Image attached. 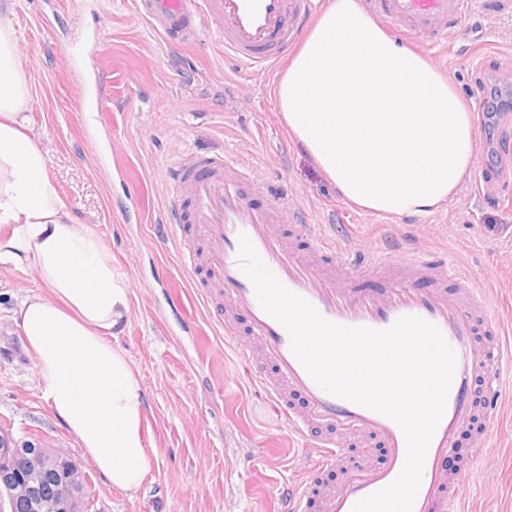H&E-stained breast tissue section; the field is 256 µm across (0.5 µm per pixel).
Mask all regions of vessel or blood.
Listing matches in <instances>:
<instances>
[{"instance_id":"obj_1","label":"vessel or blood","mask_w":512,"mask_h":512,"mask_svg":"<svg viewBox=\"0 0 512 512\" xmlns=\"http://www.w3.org/2000/svg\"><path fill=\"white\" fill-rule=\"evenodd\" d=\"M469 0H364L367 12L391 25L416 45L447 36L460 22ZM137 9L169 40L194 37L195 25L217 18L224 32V50L266 71L288 55L311 19V0H138ZM247 164L237 157H198L175 166L170 177L176 188L166 217L176 224L196 225L207 250L208 281L195 288L205 305L213 289H221L224 310L215 320L228 336L246 332L250 341L235 345L245 363L260 346L266 370L252 378L285 418L289 434L311 441L316 467L334 464L340 454L336 435L365 434L384 448L382 461L353 463L342 483L329 490L322 512H352L360 499L386 487L401 472L406 442L399 425L389 417L324 391L292 352L286 329L260 306L254 286L238 257L239 237L247 235L258 255L292 292L309 301L327 320L347 327L383 330L399 318L415 316L435 326L452 347L455 371L445 413L429 445L422 482L413 512H462L459 486L451 484L446 463L457 449V436L475 417L478 403L495 408L496 380L486 374L488 361L512 362V346L501 341L500 325L473 287L449 292L458 273L427 251L376 252L346 246L337 261L335 241L314 236L312 246L321 266L292 251L279 234L281 224H300L299 209L287 201L268 205L251 202L246 191ZM382 277L381 286L364 289L362 276ZM426 287H419V280ZM495 338L482 345L480 336ZM302 406H292V397ZM309 478L301 477L281 489L284 512H311Z\"/></svg>"}]
</instances>
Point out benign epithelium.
<instances>
[{
    "instance_id": "obj_1",
    "label": "benign epithelium",
    "mask_w": 512,
    "mask_h": 512,
    "mask_svg": "<svg viewBox=\"0 0 512 512\" xmlns=\"http://www.w3.org/2000/svg\"><path fill=\"white\" fill-rule=\"evenodd\" d=\"M0 455L10 459L11 476H0V512H81L84 490L76 469H60L62 448H44L0 429Z\"/></svg>"
}]
</instances>
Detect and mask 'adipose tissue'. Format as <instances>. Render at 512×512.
Instances as JSON below:
<instances>
[{"instance_id": "ef3b65f1", "label": "adipose tissue", "mask_w": 512, "mask_h": 512, "mask_svg": "<svg viewBox=\"0 0 512 512\" xmlns=\"http://www.w3.org/2000/svg\"><path fill=\"white\" fill-rule=\"evenodd\" d=\"M10 10L0 0V262L34 266L42 286L13 320L54 414L113 487L134 492L150 466L146 394L112 344L129 323L130 286L53 184ZM276 97L299 147L363 209L433 212L474 167L473 112L359 0H331L289 59Z\"/></svg>"}]
</instances>
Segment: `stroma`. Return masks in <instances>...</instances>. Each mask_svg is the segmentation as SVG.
Masks as SVG:
<instances>
[{"label": "stroma", "mask_w": 512, "mask_h": 512, "mask_svg": "<svg viewBox=\"0 0 512 512\" xmlns=\"http://www.w3.org/2000/svg\"><path fill=\"white\" fill-rule=\"evenodd\" d=\"M73 3L13 0L12 22L55 186L130 283L131 316L116 345L146 392L144 433L156 455L138 492L114 488L55 418L11 315L39 285L31 266L0 263V423L68 452L86 478V512H277L283 485L312 465L287 424L265 413L234 338L216 332L202 305L175 304L177 286L207 274L184 268L153 230L177 161L241 156L253 202L284 193L316 233L447 259L474 280L512 343V0H475L445 46L419 47L472 108L476 161L445 206L402 217L341 198L288 135L275 94L281 66L261 73L226 55L217 20L174 47L135 0H98L93 13ZM80 64L106 74L104 111L82 110ZM500 385L496 410L462 431L448 463L470 512H512V368L502 367Z\"/></svg>", "instance_id": "obj_1"}]
</instances>
